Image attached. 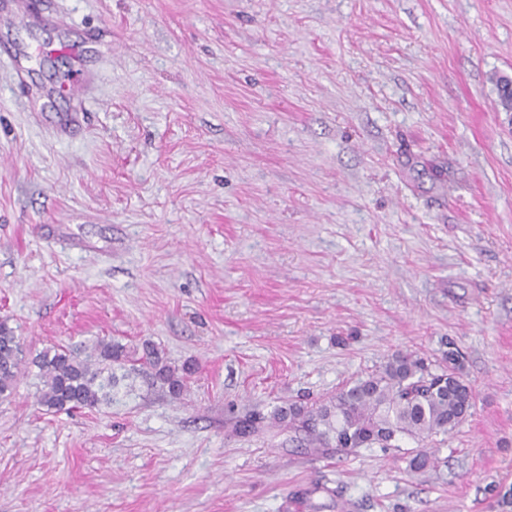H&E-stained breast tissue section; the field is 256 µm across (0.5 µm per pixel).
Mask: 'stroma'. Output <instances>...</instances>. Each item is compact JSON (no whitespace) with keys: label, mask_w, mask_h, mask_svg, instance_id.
Here are the masks:
<instances>
[{"label":"stroma","mask_w":512,"mask_h":512,"mask_svg":"<svg viewBox=\"0 0 512 512\" xmlns=\"http://www.w3.org/2000/svg\"><path fill=\"white\" fill-rule=\"evenodd\" d=\"M20 5L0 321L29 359L105 337L195 370L179 400L120 370L110 403L54 413L28 366L0 512H512V0ZM79 68L74 113L53 89ZM451 347L474 407L428 440L438 470L232 431Z\"/></svg>","instance_id":"35a3bbf8"}]
</instances>
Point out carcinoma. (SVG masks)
I'll return each mask as SVG.
<instances>
[{"mask_svg":"<svg viewBox=\"0 0 512 512\" xmlns=\"http://www.w3.org/2000/svg\"><path fill=\"white\" fill-rule=\"evenodd\" d=\"M22 361L17 336L1 322L0 396L12 391L22 375ZM128 362L141 365L172 399L181 398L186 368L171 365L149 342L128 347L101 339L83 358L69 347L40 353L34 359L43 383L37 403L53 412L107 404L117 384L114 368ZM473 406V392L463 379L456 351L446 352L436 365L414 353H395L323 401L291 403L267 416L251 412L236 420L234 429L250 434L262 427L286 426L317 450L349 453L356 448H398L406 439L420 443L434 435H450ZM407 467L423 472L435 467V459L428 449L420 448L411 452Z\"/></svg>","mask_w":512,"mask_h":512,"instance_id":"1","label":"carcinoma"}]
</instances>
